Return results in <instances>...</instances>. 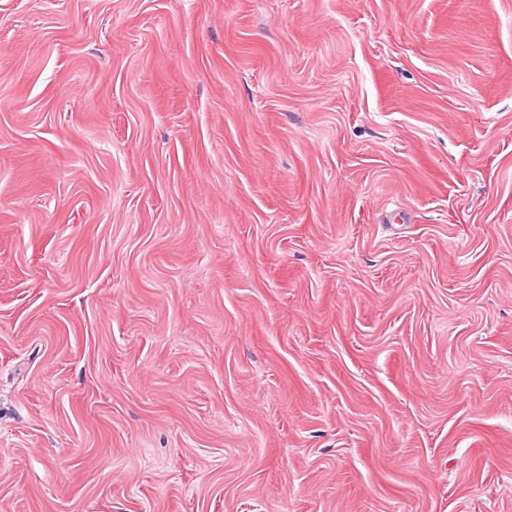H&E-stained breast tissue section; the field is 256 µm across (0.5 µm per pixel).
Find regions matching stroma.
I'll use <instances>...</instances> for the list:
<instances>
[{
	"mask_svg": "<svg viewBox=\"0 0 512 512\" xmlns=\"http://www.w3.org/2000/svg\"><path fill=\"white\" fill-rule=\"evenodd\" d=\"M0 512H512V0H0Z\"/></svg>",
	"mask_w": 512,
	"mask_h": 512,
	"instance_id": "35a3bbf8",
	"label": "stroma"
}]
</instances>
